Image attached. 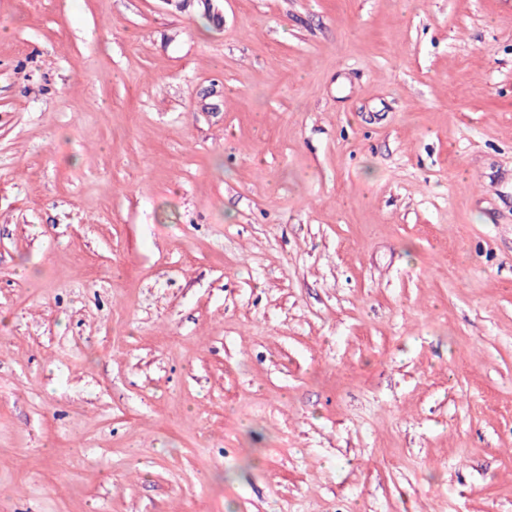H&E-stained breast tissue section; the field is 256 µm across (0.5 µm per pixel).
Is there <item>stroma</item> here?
Wrapping results in <instances>:
<instances>
[{"instance_id": "1", "label": "stroma", "mask_w": 512, "mask_h": 512, "mask_svg": "<svg viewBox=\"0 0 512 512\" xmlns=\"http://www.w3.org/2000/svg\"><path fill=\"white\" fill-rule=\"evenodd\" d=\"M0 512H512V0H0Z\"/></svg>"}]
</instances>
